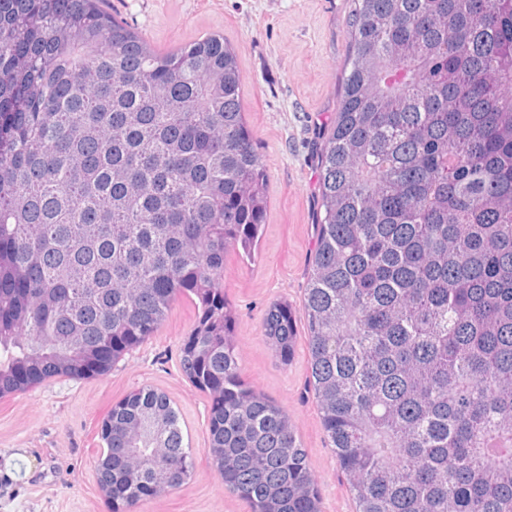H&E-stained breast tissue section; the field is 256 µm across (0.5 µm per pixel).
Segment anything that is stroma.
Returning a JSON list of instances; mask_svg holds the SVG:
<instances>
[{
	"instance_id": "1",
	"label": "stroma",
	"mask_w": 512,
	"mask_h": 512,
	"mask_svg": "<svg viewBox=\"0 0 512 512\" xmlns=\"http://www.w3.org/2000/svg\"><path fill=\"white\" fill-rule=\"evenodd\" d=\"M113 15L157 49L210 34L234 48L246 119L268 175L267 212L255 259L228 254L224 293L236 310L240 375L288 414L307 451L322 512H354L328 448L308 383L302 299L316 242L320 144L339 103L349 55L353 0H107ZM291 306L294 359L281 364L263 334L265 310ZM196 319L191 300L173 303L155 335L106 375L58 376L0 398V512H111L96 481L101 426L132 390L164 392L194 450L187 483L143 501L138 512H250L224 487L206 452L209 398L179 364Z\"/></svg>"
}]
</instances>
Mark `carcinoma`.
<instances>
[{
  "label": "carcinoma",
  "mask_w": 512,
  "mask_h": 512,
  "mask_svg": "<svg viewBox=\"0 0 512 512\" xmlns=\"http://www.w3.org/2000/svg\"><path fill=\"white\" fill-rule=\"evenodd\" d=\"M267 181L224 36L161 52L104 0H0V397L108 372L185 296L224 487L321 512L288 414L240 376L222 283ZM319 181L310 381L355 512H512V0H355ZM263 330L288 364V304ZM108 420L112 512L191 478L165 393Z\"/></svg>",
  "instance_id": "carcinoma-1"
}]
</instances>
